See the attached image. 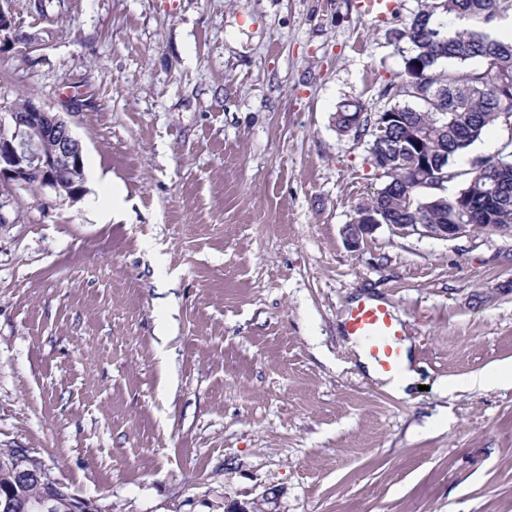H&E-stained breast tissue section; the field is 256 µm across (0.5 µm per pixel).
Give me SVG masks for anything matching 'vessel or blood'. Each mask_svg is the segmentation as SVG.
Listing matches in <instances>:
<instances>
[{"label": "vessel or blood", "instance_id": "1", "mask_svg": "<svg viewBox=\"0 0 512 512\" xmlns=\"http://www.w3.org/2000/svg\"><path fill=\"white\" fill-rule=\"evenodd\" d=\"M397 4L398 0H356L361 16L379 21L394 18ZM343 325L346 335L367 342L369 355L380 369L396 370L401 357V330L388 303L369 299L359 301L348 310Z\"/></svg>", "mask_w": 512, "mask_h": 512}]
</instances>
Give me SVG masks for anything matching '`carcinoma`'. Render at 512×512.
Returning <instances> with one entry per match:
<instances>
[{"instance_id":"1","label":"carcinoma","mask_w":512,"mask_h":512,"mask_svg":"<svg viewBox=\"0 0 512 512\" xmlns=\"http://www.w3.org/2000/svg\"><path fill=\"white\" fill-rule=\"evenodd\" d=\"M512 15V0H418L417 10L394 30L403 68L385 89L395 113L384 139L369 140L381 186L359 207L385 224H507L512 227V39L496 36ZM339 132L372 136L370 115L358 100L337 104ZM499 125L511 134L489 157L470 167L457 158ZM416 131L414 153L432 159L435 179L419 183L412 155L400 140ZM462 182L454 194L448 184Z\"/></svg>"}]
</instances>
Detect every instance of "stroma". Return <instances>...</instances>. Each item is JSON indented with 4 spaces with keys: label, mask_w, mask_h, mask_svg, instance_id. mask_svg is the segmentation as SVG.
I'll list each match as a JSON object with an SVG mask.
<instances>
[{
    "label": "stroma",
    "mask_w": 512,
    "mask_h": 512,
    "mask_svg": "<svg viewBox=\"0 0 512 512\" xmlns=\"http://www.w3.org/2000/svg\"><path fill=\"white\" fill-rule=\"evenodd\" d=\"M10 0L0 109L61 114L90 168L0 228V448H29L110 512H512V235L344 228L379 188L337 104H391L392 37L351 0ZM389 303L408 396L341 319Z\"/></svg>",
    "instance_id": "stroma-1"
}]
</instances>
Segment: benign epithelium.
<instances>
[{"label": "benign epithelium", "instance_id": "obj_1", "mask_svg": "<svg viewBox=\"0 0 512 512\" xmlns=\"http://www.w3.org/2000/svg\"><path fill=\"white\" fill-rule=\"evenodd\" d=\"M7 39L18 43L15 27L10 16L9 0L0 3V41ZM82 146L72 135L67 122L59 115L29 102L21 108H9L0 114V181L21 187L32 180L38 184V192L49 193L54 198L76 202L83 194L84 167ZM18 223L14 201L0 200V228ZM379 224L371 213L362 215L361 223L349 224L345 229L348 244L359 247L361 241L373 233ZM390 230L403 235H419L440 240H451L476 232L485 234L510 233L512 229L502 224H391ZM34 456L29 448L19 449V460L6 464L5 470L21 484L37 482L48 487L45 495L17 505L7 498H0V512H104L97 501L85 498L52 475L45 464L38 469H25V460ZM277 496L268 493L240 503L224 507V512H252L253 505L264 512H275L272 504Z\"/></svg>", "mask_w": 512, "mask_h": 512}]
</instances>
